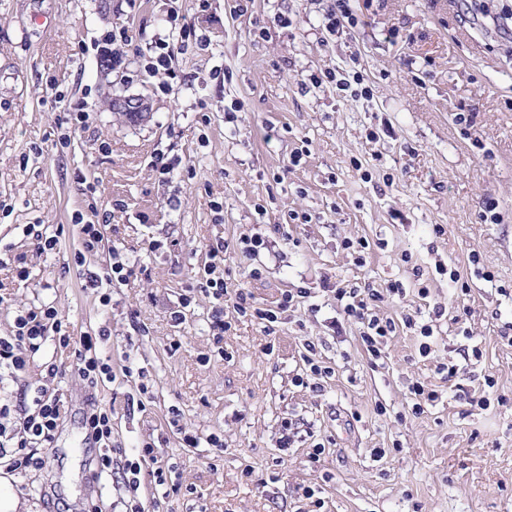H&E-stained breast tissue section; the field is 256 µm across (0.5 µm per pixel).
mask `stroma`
<instances>
[{
  "label": "stroma",
  "mask_w": 512,
  "mask_h": 512,
  "mask_svg": "<svg viewBox=\"0 0 512 512\" xmlns=\"http://www.w3.org/2000/svg\"><path fill=\"white\" fill-rule=\"evenodd\" d=\"M329 3L177 0L196 35L175 56L173 98L141 71L171 31L166 0H0V332L18 308L53 304L74 335L107 330L114 375L87 390L71 352L50 343L0 385V402L16 403L54 364L67 401L45 471L0 467L27 512H84L91 498L113 512L120 490L93 484L97 449L82 428L91 400L111 406L113 443L141 463L143 512H512V345L502 338L512 325V30L499 21L512 0H351L358 25L336 37L324 27ZM116 22L133 40L111 72L99 43ZM338 68L361 72L369 99L323 81ZM132 96L146 120L109 106ZM83 102L86 125L65 133L64 104ZM159 152L169 174L153 167ZM489 200L495 224L481 218ZM78 213L108 223L90 265L115 252L127 264L106 307L80 282L76 233L47 255L23 233ZM255 234L269 246L251 255L242 241ZM359 238L369 246L358 257L343 243ZM218 241L228 288L219 339L200 284ZM439 262L469 295L457 296ZM394 282L403 296L386 295ZM346 284L385 293L379 310L396 330L377 362L340 320L334 290ZM301 288L307 297L280 309ZM240 291L276 322L239 312ZM411 312L432 323L430 339L404 326ZM472 347L481 359L463 364ZM448 361L464 366L452 381L437 370ZM313 362L325 374L312 375ZM488 375L502 403L459 401ZM416 382L437 394L420 414ZM132 398L144 410L129 411ZM287 422L298 431L284 448Z\"/></svg>",
  "instance_id": "stroma-1"
}]
</instances>
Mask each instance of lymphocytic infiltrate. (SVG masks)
I'll return each mask as SVG.
<instances>
[{
	"label": "lymphocytic infiltrate",
	"instance_id": "1",
	"mask_svg": "<svg viewBox=\"0 0 512 512\" xmlns=\"http://www.w3.org/2000/svg\"><path fill=\"white\" fill-rule=\"evenodd\" d=\"M191 34V27L180 26L177 37L156 41L150 55L144 59V69L149 75L164 74L165 79L160 88L166 94L174 95L179 91L172 62L176 52ZM72 227L76 228L79 238L74 261L85 287L100 290L102 283L125 281L127 275L122 261L95 269L86 264L88 256L95 254L103 241L104 225L84 221L78 215L75 216L73 225L60 224L54 231L49 232L31 224L27 226L26 233L35 239L40 252L48 253L56 250L61 237ZM223 272V245H209L208 265L204 270V289L217 302L210 328L219 337L224 334L222 300L228 292ZM335 294L344 320L354 322L358 327L361 347L372 359H379L385 339L396 329L394 321L381 316L375 307L376 302L381 301L383 293L369 287L360 289L339 286L336 287ZM110 301V295L101 292L100 304L106 306ZM49 343L73 350L75 371L87 387L93 388L111 380L112 363L110 359L100 355L97 337L88 333L80 337L72 336L70 323L59 310L52 305L42 304L20 310L14 318L11 330L0 334V381L13 380L25 373L31 357ZM22 405V410L18 412L10 405H0V466L19 474L45 468V452L51 448L65 414V406L58 391L39 382L26 385ZM84 426L101 448L98 478H121L122 488L127 496L126 512H141L137 501L140 465L128 459H119L117 449L113 448L111 408L89 403Z\"/></svg>",
	"mask_w": 512,
	"mask_h": 512
}]
</instances>
